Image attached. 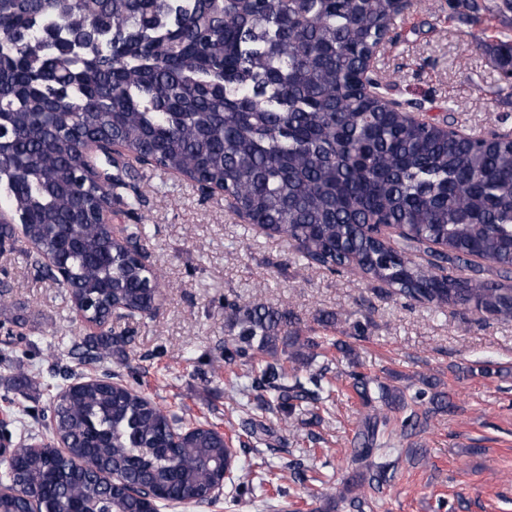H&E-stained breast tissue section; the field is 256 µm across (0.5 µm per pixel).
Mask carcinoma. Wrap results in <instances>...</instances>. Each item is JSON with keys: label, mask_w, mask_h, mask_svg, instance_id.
<instances>
[{"label": "carcinoma", "mask_w": 512, "mask_h": 512, "mask_svg": "<svg viewBox=\"0 0 512 512\" xmlns=\"http://www.w3.org/2000/svg\"><path fill=\"white\" fill-rule=\"evenodd\" d=\"M393 0H0V238L26 237L66 272L64 288L102 322L114 307L153 314L155 270L135 257L145 236L146 166L217 184L236 213L296 243L329 270L355 264L391 293L435 307L472 304L512 318V134L445 130L418 104L389 109L392 84L374 50L394 40ZM100 30L79 39L84 25ZM512 76V41L489 47ZM95 141L124 152L87 171ZM115 208L134 224L123 241L98 222ZM491 267L498 279H485ZM238 329L224 358L249 362L251 389L288 417L320 392L288 385V364L355 355L330 336H305L286 309L224 303ZM126 341L102 331L74 341L93 364ZM369 411L354 436L364 471L338 491L351 512L369 506L395 469L385 436H409L451 407L352 374ZM56 386L51 425L27 436L1 480L0 512H144L148 487L179 501L219 483L231 455L208 424L186 422L110 375ZM65 443L53 447L55 440ZM116 471L113 484L103 473Z\"/></svg>", "instance_id": "cac0c4a2"}]
</instances>
